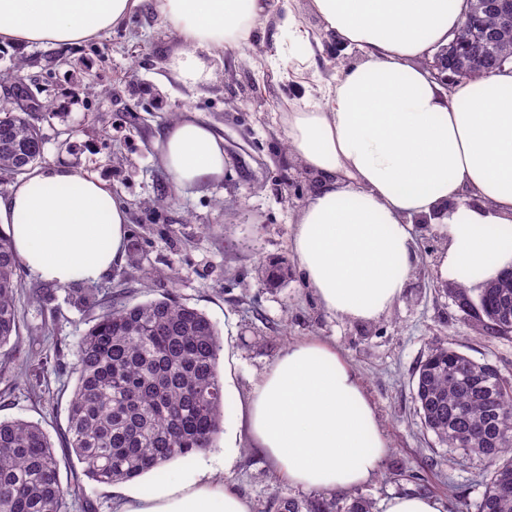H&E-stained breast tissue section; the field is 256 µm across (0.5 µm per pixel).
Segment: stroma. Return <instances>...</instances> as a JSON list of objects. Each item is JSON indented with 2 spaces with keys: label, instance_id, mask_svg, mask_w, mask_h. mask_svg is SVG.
I'll use <instances>...</instances> for the list:
<instances>
[{
  "label": "stroma",
  "instance_id": "1",
  "mask_svg": "<svg viewBox=\"0 0 512 512\" xmlns=\"http://www.w3.org/2000/svg\"><path fill=\"white\" fill-rule=\"evenodd\" d=\"M271 21L253 49H229L214 78L187 86L167 63L178 46L172 28L142 11L97 39L70 47L0 46V69L25 57L38 99L51 103L44 119L46 165L97 176L129 206L128 240L138 243V268L123 264L98 281L99 295L136 304L162 296L204 311L228 345L219 357L226 382L247 391L252 379L295 341L317 336L350 362L374 402L390 453L380 473L358 487L374 503L426 490L450 512H476L487 464L434 446L420 426L412 374L430 346L443 342L512 374V340L491 339L469 327L440 270L445 236L415 227L417 263L403 294L379 319L355 322L328 313L307 287L291 250L293 223L317 180L292 153L281 123L302 93L291 80L292 59L274 18L291 9L320 41L313 66L322 76L360 57L328 36L308 0H268ZM75 57L58 63L59 53ZM101 80L102 91L76 92L78 74ZM191 108L224 138V179L214 187L179 190L156 160L155 143L183 108ZM287 266L272 288L264 268ZM20 336L0 348V418L39 423L70 482L65 446L67 407L75 385L76 345L96 315L74 305L71 288L22 274ZM225 486L264 512L271 497L296 496L276 478L260 449L241 442Z\"/></svg>",
  "mask_w": 512,
  "mask_h": 512
}]
</instances>
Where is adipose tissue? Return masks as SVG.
Returning a JSON list of instances; mask_svg holds the SVG:
<instances>
[{"mask_svg": "<svg viewBox=\"0 0 512 512\" xmlns=\"http://www.w3.org/2000/svg\"><path fill=\"white\" fill-rule=\"evenodd\" d=\"M359 61L306 88L283 113L288 145L317 179L291 239L304 278L335 315L387 313L416 266L415 221L447 236L441 265L469 287L512 266V65L449 86L424 61L447 46L466 0H309ZM148 9L177 34L174 79L214 77L227 48L254 47L268 0H0V45H78ZM158 159L181 189L220 183L224 140L196 112L168 124ZM128 205L70 167L28 172L0 200L19 260L40 279L94 283L124 263ZM238 425L295 489L350 490L390 452L376 408L347 359L297 341L234 393ZM119 512H251L211 467L165 468L126 488Z\"/></svg>", "mask_w": 512, "mask_h": 512, "instance_id": "ef3b65f1", "label": "adipose tissue"}]
</instances>
